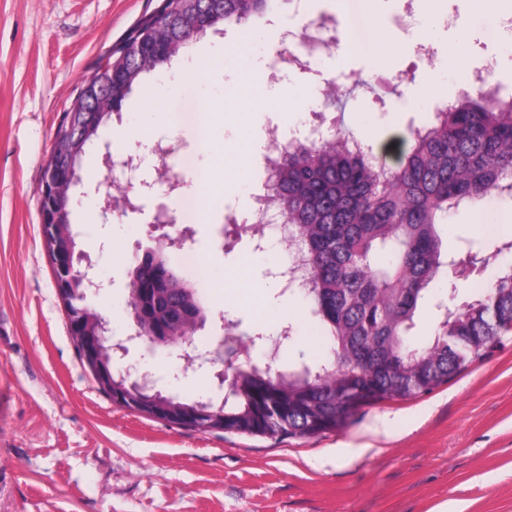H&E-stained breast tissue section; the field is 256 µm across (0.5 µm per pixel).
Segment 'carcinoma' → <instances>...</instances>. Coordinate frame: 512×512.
I'll use <instances>...</instances> for the list:
<instances>
[{
    "mask_svg": "<svg viewBox=\"0 0 512 512\" xmlns=\"http://www.w3.org/2000/svg\"><path fill=\"white\" fill-rule=\"evenodd\" d=\"M272 0H161L127 34L141 41L136 58L112 46L111 111L83 140L97 141L106 120L156 71L157 56L182 55V21L209 30L244 26ZM277 202L304 261L306 287L327 347L311 364L281 370L237 368L224 398V431L254 437H311L346 426L363 406L428 394L468 365L488 357L512 333V267H497L463 311L448 309L434 337L412 341L419 306L444 272L441 232L463 204L497 195L512 198V97L496 90L464 91L436 112V122L411 132L410 146L388 166L349 133H321L284 148L273 175ZM146 317L172 330L198 301L168 267L134 263Z\"/></svg>",
    "mask_w": 512,
    "mask_h": 512,
    "instance_id": "carcinoma-1",
    "label": "carcinoma"
}]
</instances>
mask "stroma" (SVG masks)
<instances>
[{
	"label": "stroma",
	"mask_w": 512,
	"mask_h": 512,
	"mask_svg": "<svg viewBox=\"0 0 512 512\" xmlns=\"http://www.w3.org/2000/svg\"><path fill=\"white\" fill-rule=\"evenodd\" d=\"M159 0H0V512H438L446 502L464 512H512V334L484 362L447 385L409 399L360 410L335 432L275 440L200 432L120 407L99 390L69 333L64 306L42 236L38 203L54 132L82 81L111 46L158 6ZM377 19L375 37L392 47L378 57L352 52L351 21ZM327 14L336 22L335 46L309 72L285 76L266 70L285 49L284 24L300 27ZM440 24L418 53L426 15ZM492 18L481 0H307L296 12L281 0L274 17L244 28L216 27L166 70L146 76L108 120L111 151L143 152L163 141L176 154L178 191L164 201L191 241L169 249L171 267L198 288L208 308L200 330L210 338L232 330L233 361L264 365L283 326L293 335L281 348L289 365L323 354L318 322L302 296L275 277L287 261L283 246L234 235L245 225L266 175L251 140H266L269 113L308 129L309 110L332 83L348 110L330 108L324 129L370 134L372 152L396 163L410 132L433 122L437 107L470 87L468 71L448 60V43L466 31L470 68L494 58L493 78L512 94V31L491 40ZM247 43L228 54L231 40ZM202 79L189 73L201 61ZM269 88L289 83L305 97L291 108L254 105L250 69ZM434 84L432 98L407 101L410 84ZM103 152L91 149L78 171L98 195L72 209L77 248L110 281L91 306L110 321L113 340L132 331L127 310L129 271L150 246L156 199L143 211L102 215L111 193ZM195 200L206 222L189 217ZM512 212V201L489 198L448 218L449 257L472 249L512 264V223L496 234L477 220ZM268 344L251 345L255 335ZM126 363L141 364L161 389L194 399L215 394L216 367L185 369L179 351L149 352L130 345Z\"/></svg>",
	"instance_id": "35a3bbf8"
}]
</instances>
